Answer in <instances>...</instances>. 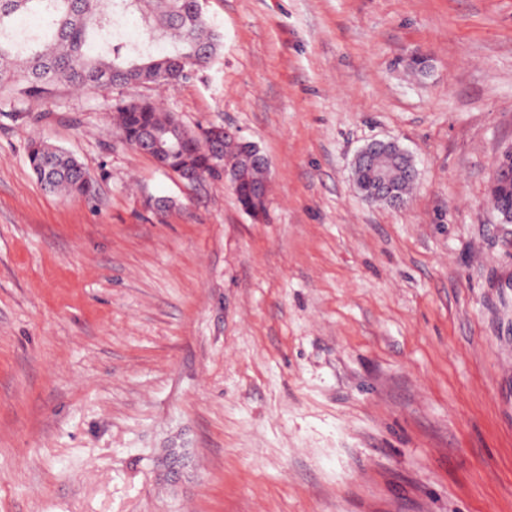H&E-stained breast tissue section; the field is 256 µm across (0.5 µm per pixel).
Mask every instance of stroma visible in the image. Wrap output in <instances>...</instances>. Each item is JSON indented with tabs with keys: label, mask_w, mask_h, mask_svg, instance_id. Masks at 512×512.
<instances>
[{
	"label": "stroma",
	"mask_w": 512,
	"mask_h": 512,
	"mask_svg": "<svg viewBox=\"0 0 512 512\" xmlns=\"http://www.w3.org/2000/svg\"><path fill=\"white\" fill-rule=\"evenodd\" d=\"M203 7L220 53L138 93L256 142L262 216L123 144L129 89L0 114V512H512V0ZM33 137L95 199L45 191ZM388 139L396 207L352 176ZM381 144L392 145L399 149L403 154H408L405 150L398 147L394 140H374L364 146L358 152L357 157L368 155L372 150ZM382 168H390L393 171L395 175L396 186L394 189V185L389 175L384 173L379 179L378 189L390 195H393L396 192V199L387 197L382 194H373L369 192L376 188L377 175L382 172ZM409 168L410 163L404 157L393 152L386 153L384 149L378 148L374 150L372 158L367 159L362 157L356 161L354 166V176L359 186L363 189L362 194L366 198L375 202L388 205H396L401 204L406 200L409 190L414 182L415 178L410 177L407 173ZM395 200L400 202L396 203ZM497 178L509 181L512 178V148L506 150L497 166ZM493 196L512 200V180L508 183L497 182L493 188Z\"/></svg>",
	"instance_id": "35a3bbf8"
}]
</instances>
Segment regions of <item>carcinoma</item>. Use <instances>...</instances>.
I'll return each instance as SVG.
<instances>
[{"instance_id":"1","label":"carcinoma","mask_w":512,"mask_h":512,"mask_svg":"<svg viewBox=\"0 0 512 512\" xmlns=\"http://www.w3.org/2000/svg\"><path fill=\"white\" fill-rule=\"evenodd\" d=\"M131 17L140 31L136 37L123 31ZM221 43L201 0H0V112L15 108L5 88L33 98L56 84L134 88L186 81L218 54ZM112 108L123 141L134 148L146 133H155L161 148L148 145L143 152L183 180L220 179L226 166L248 169L249 183L234 188L237 201L244 210L264 211L251 192L267 183V168L224 143V131L211 140L213 126L189 129L148 97L119 99ZM26 157L43 189L94 195L93 182L73 155L32 139ZM384 168L395 175L394 199L372 193ZM409 168L404 157L378 148L372 158L356 161L354 176L366 198L393 205L406 200L414 182Z\"/></svg>"}]
</instances>
